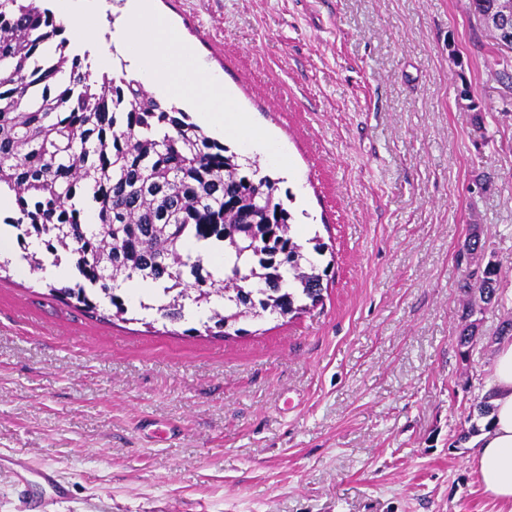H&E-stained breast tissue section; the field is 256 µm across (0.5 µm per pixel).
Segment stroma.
Here are the masks:
<instances>
[{
    "mask_svg": "<svg viewBox=\"0 0 512 512\" xmlns=\"http://www.w3.org/2000/svg\"><path fill=\"white\" fill-rule=\"evenodd\" d=\"M468 3L157 0L266 139L300 232L332 248L323 302L187 336L9 271L0 512H512L455 442L512 315V91ZM475 224L502 274L464 352L455 253Z\"/></svg>",
    "mask_w": 512,
    "mask_h": 512,
    "instance_id": "obj_1",
    "label": "stroma"
}]
</instances>
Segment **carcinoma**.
I'll use <instances>...</instances> for the list:
<instances>
[{
    "label": "carcinoma",
    "mask_w": 512,
    "mask_h": 512,
    "mask_svg": "<svg viewBox=\"0 0 512 512\" xmlns=\"http://www.w3.org/2000/svg\"><path fill=\"white\" fill-rule=\"evenodd\" d=\"M63 33L35 0H0V196L14 207L4 223L31 273L47 258L70 264L75 286L49 283V294L93 313L105 305L106 319L127 322L122 286L149 281L158 304L141 310L180 324L185 309L206 307L200 327L183 335L214 337L228 322L295 316L321 302L328 245L318 235L309 248L297 239L278 180L126 78L124 61L92 68ZM497 65L496 80L512 89V47L501 48ZM89 207L96 224L86 222ZM240 224L266 225L267 239L245 243L233 233ZM31 241L39 251L28 252ZM193 244L224 252V268ZM482 251L475 232L455 254L471 296L456 336L463 348L477 312L499 300L501 265L474 263ZM254 276L271 288L251 287ZM491 398L476 403L456 443L481 432Z\"/></svg>",
    "instance_id": "1"
}]
</instances>
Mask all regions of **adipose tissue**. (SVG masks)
<instances>
[{
	"label": "adipose tissue",
	"instance_id": "adipose-tissue-1",
	"mask_svg": "<svg viewBox=\"0 0 512 512\" xmlns=\"http://www.w3.org/2000/svg\"><path fill=\"white\" fill-rule=\"evenodd\" d=\"M98 10V0H60V18L73 43L95 41L92 21ZM113 10L125 34L119 51L130 74L144 79L160 94L184 99L201 123L225 134L242 135L251 141L253 150L267 152L266 141L225 102L223 80L206 71L154 0H121ZM490 383L494 392L491 426L481 434L470 464L485 494L511 506L512 337L503 338L497 347Z\"/></svg>",
	"mask_w": 512,
	"mask_h": 512
}]
</instances>
